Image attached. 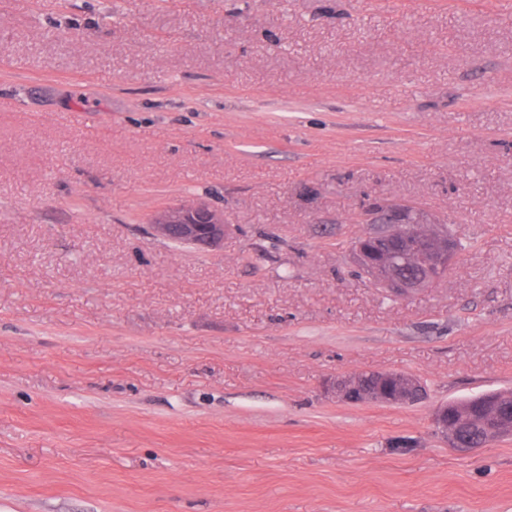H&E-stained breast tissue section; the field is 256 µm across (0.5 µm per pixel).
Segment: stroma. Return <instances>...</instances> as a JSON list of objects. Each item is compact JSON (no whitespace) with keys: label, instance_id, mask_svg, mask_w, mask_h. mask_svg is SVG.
Here are the masks:
<instances>
[{"label":"stroma","instance_id":"stroma-1","mask_svg":"<svg viewBox=\"0 0 512 512\" xmlns=\"http://www.w3.org/2000/svg\"><path fill=\"white\" fill-rule=\"evenodd\" d=\"M200 200L224 244L149 218ZM460 242L400 296L362 213ZM417 377L406 406L336 399ZM512 0H0V512H512ZM368 235L361 237L354 249V258L360 266L367 268L377 275L382 272V283L384 288L399 294H407L418 288H423L430 283L442 278L448 268V262L453 255L454 248L448 245L447 249L431 248L427 252V263L424 266L425 272L416 279L395 278L391 276L390 268L393 264L392 252L389 249L390 241L372 242V246L365 244ZM486 396L484 398V403L482 405L475 404L474 400H469L467 402H453L448 403L446 406H440L435 409L433 413V424L438 433H440L446 440H448V444L450 447L454 448L458 452H471L476 448H480L485 443L490 440H493L497 436H493L491 432H489L483 425L478 423V420L485 418V410L486 407L494 406L495 400L500 395L499 405L500 413L504 417H508L509 414L512 413V403L511 401L504 398L505 394L499 392H488L484 393ZM451 410L455 409V412L458 415H461L462 412L466 413L469 416L473 417V422L469 424H462L459 427L456 426L453 428L450 424V420L448 417L451 415ZM458 427V430H457ZM457 431L459 434V440L461 444H465L468 448H459L457 441Z\"/></svg>","mask_w":512,"mask_h":512}]
</instances>
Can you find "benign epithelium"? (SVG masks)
I'll return each instance as SVG.
<instances>
[{"instance_id":"benign-epithelium-1","label":"benign epithelium","mask_w":512,"mask_h":512,"mask_svg":"<svg viewBox=\"0 0 512 512\" xmlns=\"http://www.w3.org/2000/svg\"><path fill=\"white\" fill-rule=\"evenodd\" d=\"M389 223L399 225L397 228L399 232L417 235V220L410 218L409 211L406 209L393 212ZM150 227L167 241L177 240L184 246L198 249L214 248L223 244L227 229V225L224 224V213L212 209L203 202L166 204L152 216ZM432 238L433 234L429 230L419 236V239L424 242H429ZM367 239L368 236L365 235L357 241L354 258L358 260L360 266L373 274H382L384 287L399 294H407L442 278L454 252L451 247L448 249L434 247L427 252V263L424 266L423 275L416 279L395 278L390 273L393 258L389 242L375 240L368 246L365 244ZM379 375L385 385L375 394L355 391L358 381L356 373L336 378L332 390L336 398L344 402L358 403L362 399H367L379 404L407 405L410 403L411 395L420 386L417 378L409 374L381 371ZM450 415L451 411L448 407L436 408L433 413V424L437 432L448 440L450 447L466 453L468 449L459 448L457 429L453 428L448 420Z\"/></svg>"}]
</instances>
